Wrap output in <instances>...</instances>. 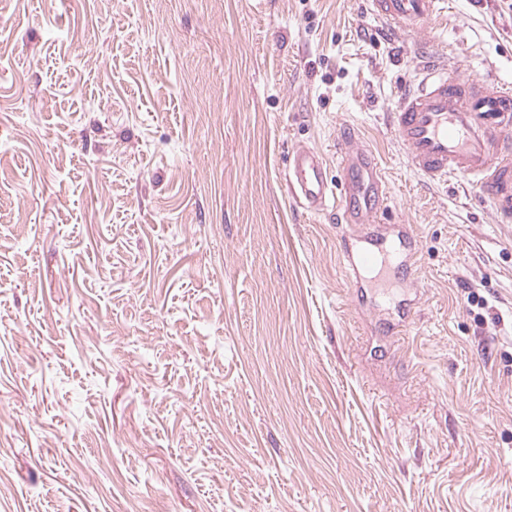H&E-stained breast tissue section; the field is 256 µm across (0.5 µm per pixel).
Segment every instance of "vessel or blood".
Instances as JSON below:
<instances>
[{"label": "vessel or blood", "instance_id": "vessel-or-blood-1", "mask_svg": "<svg viewBox=\"0 0 512 512\" xmlns=\"http://www.w3.org/2000/svg\"><path fill=\"white\" fill-rule=\"evenodd\" d=\"M441 0H369V12L396 39L426 31ZM466 62L418 57L417 84H405L388 124L410 166L431 182L464 177L487 196L500 222H512V86L467 76ZM330 169L303 143L288 151L285 179L291 198L336 224L362 230L344 241L342 267L358 284L371 269L415 287L416 242L406 224L384 221L387 185L375 157L346 134Z\"/></svg>", "mask_w": 512, "mask_h": 512}]
</instances>
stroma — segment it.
Wrapping results in <instances>:
<instances>
[{"label":"stroma","instance_id":"1","mask_svg":"<svg viewBox=\"0 0 512 512\" xmlns=\"http://www.w3.org/2000/svg\"><path fill=\"white\" fill-rule=\"evenodd\" d=\"M430 30L512 84V0ZM414 78L367 0H0V512H512V223L410 167ZM348 126L416 238L399 336L288 197Z\"/></svg>","mask_w":512,"mask_h":512}]
</instances>
